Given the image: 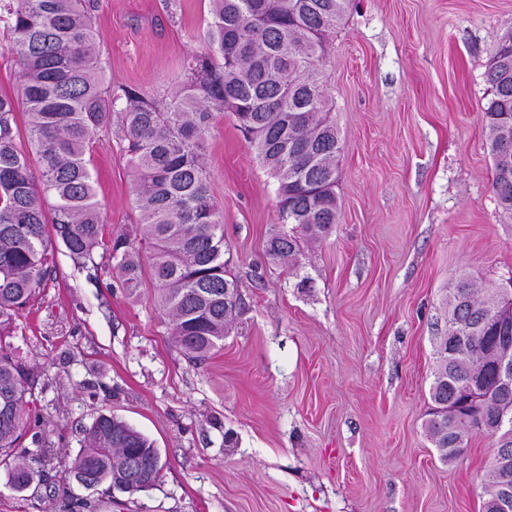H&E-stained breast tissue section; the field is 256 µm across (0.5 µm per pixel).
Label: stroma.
<instances>
[{
    "instance_id": "obj_1",
    "label": "stroma",
    "mask_w": 512,
    "mask_h": 512,
    "mask_svg": "<svg viewBox=\"0 0 512 512\" xmlns=\"http://www.w3.org/2000/svg\"><path fill=\"white\" fill-rule=\"evenodd\" d=\"M209 0H99L105 84L159 105L205 48ZM512 0H360L326 56L324 89L343 151L338 224L301 241L289 272L266 253L277 182L226 112L208 140L212 193L244 303L221 349L174 346L151 278L123 288L108 266L50 250L47 287L12 343L31 372L32 419L60 461L114 414L158 448L148 495L70 488L73 512H481L494 441L471 433L443 462L425 429L437 334L457 275L512 286V214L491 189L485 72ZM90 167L107 238L139 222L119 113ZM45 487L0 512H48Z\"/></svg>"
}]
</instances>
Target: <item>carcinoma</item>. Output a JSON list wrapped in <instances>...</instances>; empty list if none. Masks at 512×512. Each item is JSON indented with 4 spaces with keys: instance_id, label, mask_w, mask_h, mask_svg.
Returning a JSON list of instances; mask_svg holds the SVG:
<instances>
[{
    "instance_id": "obj_1",
    "label": "carcinoma",
    "mask_w": 512,
    "mask_h": 512,
    "mask_svg": "<svg viewBox=\"0 0 512 512\" xmlns=\"http://www.w3.org/2000/svg\"><path fill=\"white\" fill-rule=\"evenodd\" d=\"M209 7L207 51L192 58L187 81L160 109L136 88L114 96L104 86L93 25L98 0H0V32L21 67L16 95H0V467L16 493L49 482L54 469L52 450L40 439L21 446L31 388L7 342L19 311L50 279L52 241L78 265L102 250L122 286L134 289L144 275L138 243L146 245L168 334L187 358L201 362L223 346L226 326L242 311L241 297L224 301V284L238 283L226 278L224 214L205 165L212 113L234 117L278 182L279 223L292 228L269 239L272 259L295 264L300 238L326 236L339 221L342 147L322 67L347 0H209ZM486 81L492 190L512 214V29L501 37ZM119 100L140 224L134 237L108 244L86 155ZM22 105L38 177L17 143ZM505 294L495 288L480 295L461 277L448 303L427 421L445 461L461 453L480 412L495 447H512V390L496 384L497 332L484 327ZM476 370L490 392L482 410L468 406L448 417V403L464 398ZM163 468L153 441L120 417L100 414L83 430L65 474L86 488L106 484L133 496L153 489Z\"/></svg>"
}]
</instances>
